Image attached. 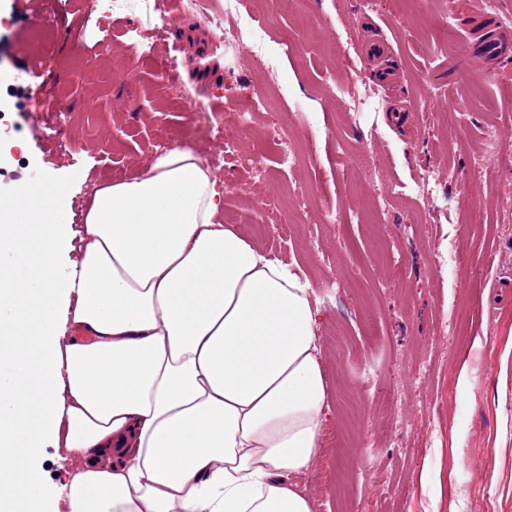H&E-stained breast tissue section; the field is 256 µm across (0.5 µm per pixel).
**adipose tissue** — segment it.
Masks as SVG:
<instances>
[{"instance_id":"1","label":"adipose tissue","mask_w":512,"mask_h":512,"mask_svg":"<svg viewBox=\"0 0 512 512\" xmlns=\"http://www.w3.org/2000/svg\"><path fill=\"white\" fill-rule=\"evenodd\" d=\"M222 208L182 147L96 188L78 230L52 186L0 199V512H312L329 390L310 285ZM50 446L79 458L69 483L41 476Z\"/></svg>"}]
</instances>
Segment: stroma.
<instances>
[{"label": "stroma", "mask_w": 512, "mask_h": 512, "mask_svg": "<svg viewBox=\"0 0 512 512\" xmlns=\"http://www.w3.org/2000/svg\"><path fill=\"white\" fill-rule=\"evenodd\" d=\"M244 8L266 28L268 57L216 54L213 28L180 0L166 18L159 0L103 12L0 0V57L32 72L13 116L41 132L0 198L57 187L78 225L97 186L192 148L223 187L220 221L247 237L276 219L261 244L312 288L331 393L302 482L313 512H512V298L500 295L512 283V58L481 76L457 61L481 12L512 28V0ZM31 12L51 30L38 43ZM89 20L109 24L107 54H94ZM360 30L398 69L393 96L360 59H341ZM59 94L68 110H51ZM400 106L415 129L392 121ZM456 169L453 190L419 195L423 171L443 184ZM298 187L313 191L303 210Z\"/></svg>", "instance_id": "1"}]
</instances>
